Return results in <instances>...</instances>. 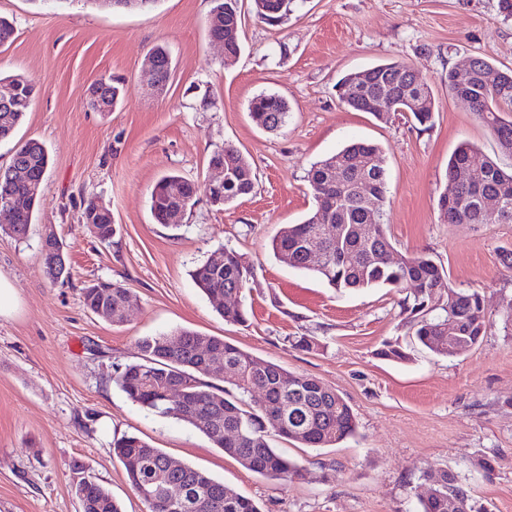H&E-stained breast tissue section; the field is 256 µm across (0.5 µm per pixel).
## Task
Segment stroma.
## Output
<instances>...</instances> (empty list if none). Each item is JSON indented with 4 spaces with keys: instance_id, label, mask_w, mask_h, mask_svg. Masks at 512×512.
<instances>
[{
    "instance_id": "obj_1",
    "label": "stroma",
    "mask_w": 512,
    "mask_h": 512,
    "mask_svg": "<svg viewBox=\"0 0 512 512\" xmlns=\"http://www.w3.org/2000/svg\"><path fill=\"white\" fill-rule=\"evenodd\" d=\"M211 0H157L147 11L112 10L88 0H0L15 38L0 46V75L36 86L17 131L39 139L51 162L27 239L0 240V512H80L73 462L119 499L147 512L112 454V440L136 434L174 460L205 471L254 499L262 512H418L420 474L466 476L482 512H512V224H444L437 202L448 158L464 141L512 167L469 105L448 93V71L486 54L512 68V19L498 0H293L280 22L243 5V49L231 62L209 36ZM165 45L172 76L150 86L143 63ZM406 62L432 90L435 117L423 127L400 115L380 121L344 107L345 74ZM120 83L109 113L86 105L96 79ZM275 93L288 122L271 132L250 101ZM353 141L379 145L388 193L384 222L395 250L425 251L452 285L479 290L492 324L461 356L410 344L402 296L386 288L339 292L273 256L271 239L315 207L310 166ZM238 148L255 176L252 193L217 207L199 197L179 229L154 221L152 186L176 173L205 182L215 147ZM112 212L118 228L101 244L81 215L87 199ZM63 238L70 275L49 283L41 241ZM243 254L252 270L247 325L225 323L195 286L191 270L218 247ZM123 284L134 295L123 323L90 313L84 285ZM187 328L225 338L261 359L311 375L353 408L357 435L336 448L275 440L303 467L278 486L248 471L203 434L141 409L113 382L136 361L138 339ZM311 336V351L292 337ZM404 344L408 360L379 356ZM496 462L492 480L473 464Z\"/></svg>"
}]
</instances>
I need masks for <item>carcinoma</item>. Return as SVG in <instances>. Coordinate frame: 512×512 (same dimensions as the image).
<instances>
[{
	"label": "carcinoma",
	"instance_id": "1",
	"mask_svg": "<svg viewBox=\"0 0 512 512\" xmlns=\"http://www.w3.org/2000/svg\"><path fill=\"white\" fill-rule=\"evenodd\" d=\"M292 0H253L256 15L276 23L288 15ZM209 35L224 39L227 52L241 50L242 14L240 0H214ZM161 65L160 81L168 83L172 61L163 46L153 49ZM405 62H392L366 69L355 87L343 77L338 98L347 108L367 112L380 120L391 113L407 112L421 126L432 124L434 98L431 89L414 80ZM17 89L15 100L0 105V142L14 140L35 94L32 82L23 75L7 78ZM119 87L106 82L98 91L89 88L87 105L96 112H110L119 101ZM448 93L471 101V109L490 130L502 152L512 154V70H503L486 57L471 58L464 79L457 70H448ZM257 109L253 117L264 128L276 131L288 119V103L276 94H260L251 101ZM210 161L234 169L224 182V204L250 194L255 174L246 156L233 146L216 148ZM49 155L36 140L21 143V150L5 167H0V200L26 190L14 168L26 172L30 182L44 180ZM477 165L482 183L471 184L468 172ZM316 209L301 223L290 224L272 239L274 257L295 269L313 273L339 292L370 288L413 290L412 302H404L411 315L414 343L438 355L445 334L441 323L448 311L435 305L433 288L447 281L445 269L426 253L394 257V246L383 222L387 200V174L381 148L372 143L354 142L334 155L312 164L307 174ZM367 184L371 198L365 199L358 186ZM446 185L439 198V217L444 224H511L512 170L481 154L468 143L461 144L448 160ZM201 185L180 175L161 178L150 191V211L164 223L173 205L194 208ZM501 202L488 209L483 200ZM39 198L28 200L20 221L0 225V238L24 239L33 223ZM83 223L102 244L115 236L112 211L89 200L82 212ZM316 244L324 250L320 267L311 265L308 249ZM43 272L50 282L68 273L63 242L56 236L43 239ZM252 272L242 255L227 248L213 250L191 271L198 288L211 300L229 293H244ZM459 335L473 347L486 335L488 320L481 292L455 289ZM83 303L91 313L120 323L121 308L133 293L118 282L97 281L82 289ZM218 313L229 324H244L248 311L244 304L225 305ZM139 360L116 368L113 380L127 397L141 408L161 417L184 422L205 435L217 448L236 459L246 469L269 480L288 483L301 476L300 463L271 443V437L306 448H333L357 433L353 409L336 390L318 379L283 366L258 359L218 336L177 329L168 334L147 336L138 341ZM224 367L215 369L214 363ZM232 366L237 378L221 386L207 378L224 380V368ZM179 390V401L169 392ZM261 392L273 404L251 403L249 397ZM112 453L121 462L126 477L147 507V512H260L251 498L233 492L223 483L188 464L171 463V457L135 434L113 440ZM422 479L433 493L420 499L419 512H448V499L460 503V512H475L468 484L453 471H424ZM81 512H123L112 493L90 476L75 486Z\"/></svg>",
	"mask_w": 512,
	"mask_h": 512
}]
</instances>
